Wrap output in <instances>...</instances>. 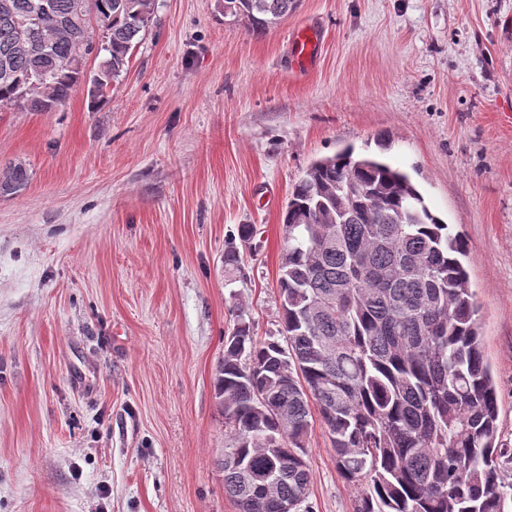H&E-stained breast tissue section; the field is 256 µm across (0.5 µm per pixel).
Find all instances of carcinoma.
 Listing matches in <instances>:
<instances>
[{
	"label": "carcinoma",
	"mask_w": 512,
	"mask_h": 512,
	"mask_svg": "<svg viewBox=\"0 0 512 512\" xmlns=\"http://www.w3.org/2000/svg\"><path fill=\"white\" fill-rule=\"evenodd\" d=\"M0 0V108L54 112L84 84L103 104L154 23L157 0ZM298 0H224L269 29ZM38 18L32 30L17 21ZM100 45L86 73L80 46ZM29 180L14 165L0 193ZM281 223V336L238 325L214 391L224 414V491L239 512H299L315 404L336 465L366 484L358 512H509L512 452L497 440L464 235L431 212L409 175L347 146L294 184Z\"/></svg>",
	"instance_id": "carcinoma-1"
}]
</instances>
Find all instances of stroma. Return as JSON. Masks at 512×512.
I'll return each mask as SVG.
<instances>
[{
    "label": "stroma",
    "instance_id": "1",
    "mask_svg": "<svg viewBox=\"0 0 512 512\" xmlns=\"http://www.w3.org/2000/svg\"><path fill=\"white\" fill-rule=\"evenodd\" d=\"M157 3L103 107L0 110V169L29 173L0 197V512H238L215 367L237 321L279 335L288 195L348 144L464 232L512 448V0H300L264 31ZM305 461L301 512H357L317 416Z\"/></svg>",
    "mask_w": 512,
    "mask_h": 512
}]
</instances>
